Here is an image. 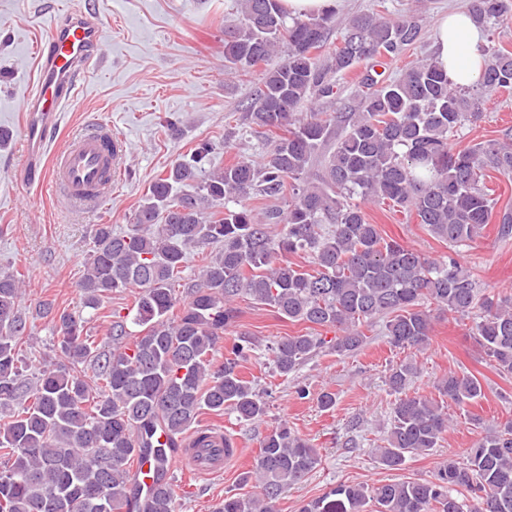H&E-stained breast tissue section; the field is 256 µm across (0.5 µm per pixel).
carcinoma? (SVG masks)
<instances>
[{"instance_id": "obj_1", "label": "carcinoma", "mask_w": 512, "mask_h": 512, "mask_svg": "<svg viewBox=\"0 0 512 512\" xmlns=\"http://www.w3.org/2000/svg\"><path fill=\"white\" fill-rule=\"evenodd\" d=\"M240 9L239 26L224 33L225 67L259 73L246 117L260 136L284 134L261 162L236 159L210 172L213 147L199 143L189 159L156 176L126 231L97 225L82 283L86 306L139 289L132 318L112 321V348L91 340L82 319L43 303L37 315L59 326L58 358L29 372L20 354L29 336L19 303L25 280L0 273V512H175L171 485L158 486L145 504L133 485L135 461L153 447V432L163 427L171 436L155 449L163 458L208 411L229 410L244 421L267 412L255 382L240 376L254 351L251 337L235 339L214 366L244 296L282 319L334 332L279 340L272 352L282 375L319 352L358 351L366 341L361 327L377 318L385 319L393 348L418 351L430 340L437 309L472 320L469 336L499 374L512 376V295H480L460 259L494 214L486 177L512 176V129L468 149L449 144L458 129L482 119L490 92L512 88V52L485 48L481 74L467 87L453 86L424 57L384 80L375 63L405 56L420 40L416 9L395 18L357 16L333 48L331 8L292 18L281 0H240ZM469 14L486 28L512 17V0H472ZM361 62L365 91L355 105L329 118L299 117L310 95H333L332 76ZM250 196L281 205L258 212L241 204ZM356 197L415 214L448 242V258L431 260L385 239ZM277 224L283 228L275 235ZM199 245L217 249L187 278L186 252ZM295 255L307 256L313 269L293 262ZM129 322L138 335L127 331ZM417 374L403 360L386 379L395 400L377 456L390 470L437 447L448 431L443 405L407 393ZM438 391L458 407L483 395L475 375L455 371ZM318 464L308 439L280 423L260 440L255 469L242 476L260 494H227L216 512H277L282 493ZM301 512H512V420L428 478L339 484Z\"/></svg>"}]
</instances>
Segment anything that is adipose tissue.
I'll use <instances>...</instances> for the list:
<instances>
[{"label": "adipose tissue", "instance_id": "1", "mask_svg": "<svg viewBox=\"0 0 512 512\" xmlns=\"http://www.w3.org/2000/svg\"><path fill=\"white\" fill-rule=\"evenodd\" d=\"M482 36L468 14L454 13L441 19L436 29V59L458 86L472 84L483 62Z\"/></svg>", "mask_w": 512, "mask_h": 512}]
</instances>
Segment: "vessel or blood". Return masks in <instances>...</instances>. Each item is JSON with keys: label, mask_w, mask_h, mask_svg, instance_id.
<instances>
[{"label": "vessel or blood", "mask_w": 512, "mask_h": 512, "mask_svg": "<svg viewBox=\"0 0 512 512\" xmlns=\"http://www.w3.org/2000/svg\"><path fill=\"white\" fill-rule=\"evenodd\" d=\"M101 42L102 26L96 16L66 14L39 45L36 85L22 104L27 158L24 178L30 183L50 181L57 197L71 210L98 208L111 197L124 170L125 137L108 123L71 137L54 155L46 153L59 127L60 114L79 81L90 66L100 62ZM186 464L182 454L159 463L153 456H145L137 469L140 492H150L157 476H170L176 467Z\"/></svg>", "instance_id": "1"}]
</instances>
